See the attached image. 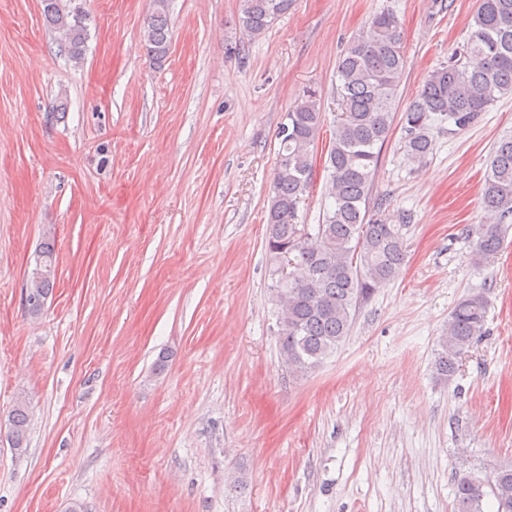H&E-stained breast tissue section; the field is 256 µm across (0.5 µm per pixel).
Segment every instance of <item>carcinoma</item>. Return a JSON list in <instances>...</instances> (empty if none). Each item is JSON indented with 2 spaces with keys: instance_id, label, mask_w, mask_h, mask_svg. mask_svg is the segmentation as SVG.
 Masks as SVG:
<instances>
[{
  "instance_id": "obj_1",
  "label": "carcinoma",
  "mask_w": 512,
  "mask_h": 512,
  "mask_svg": "<svg viewBox=\"0 0 512 512\" xmlns=\"http://www.w3.org/2000/svg\"><path fill=\"white\" fill-rule=\"evenodd\" d=\"M294 0H243L241 25L253 37L265 33L291 10ZM48 27L60 36L68 57L79 61L88 38L83 0H41ZM169 0H153L143 41L148 58L168 55ZM404 69L400 21L392 10L375 14L369 31L348 44L337 67L340 112L334 117L326 168L331 199L320 224H302L299 204L313 184L314 145L323 128L320 99L309 90L288 110V134L277 136V167L270 187L266 252L272 264L280 355L295 374L321 363L348 336L353 313L376 289L394 280L406 258L403 229L381 218L382 204L370 207L380 153L397 110ZM512 93V0H481L467 38L448 63L433 69L401 116L405 160L417 167L433 155L434 124L456 135L472 126L503 95ZM489 224L479 228L469 254L477 268L494 265L512 224V137L497 142L482 190ZM54 237L39 248L42 273L32 284L43 296L55 281ZM489 302L482 290L461 298L439 337L436 374L451 379L459 361L484 334ZM15 453L27 450L29 416L18 402L9 414ZM454 512H512V465L483 479L463 473L454 480Z\"/></svg>"
}]
</instances>
